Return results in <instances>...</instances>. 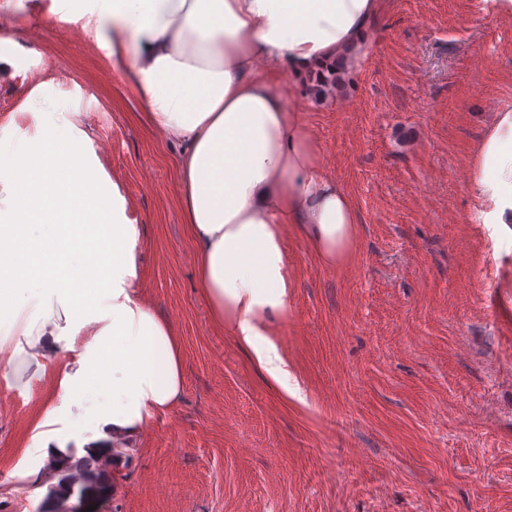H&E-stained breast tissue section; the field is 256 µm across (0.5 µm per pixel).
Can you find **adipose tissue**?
<instances>
[{
    "label": "adipose tissue",
    "instance_id": "1",
    "mask_svg": "<svg viewBox=\"0 0 512 512\" xmlns=\"http://www.w3.org/2000/svg\"><path fill=\"white\" fill-rule=\"evenodd\" d=\"M384 0H72L65 22L102 49L149 125L178 151L179 205L195 245L196 280L213 323L258 368L287 386L269 321L288 313L284 231L335 264L356 234L344 187L322 172L301 113L272 76L340 73L362 52ZM58 85H30L0 126V325L36 304L23 341L0 338V375L21 383L54 362L56 403L33 428L42 454L73 436L127 448L181 402L175 327L144 303L140 225L128 214L82 121L22 132L21 116L56 109ZM469 190L484 224H512V110L477 145ZM90 229L102 258L72 240L63 270L38 275L16 260V231L61 222Z\"/></svg>",
    "mask_w": 512,
    "mask_h": 512
}]
</instances>
